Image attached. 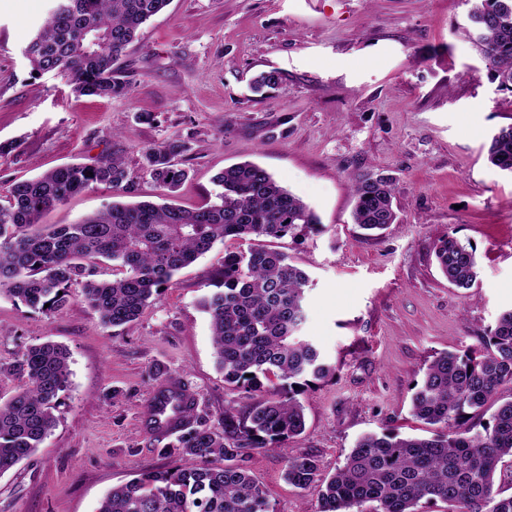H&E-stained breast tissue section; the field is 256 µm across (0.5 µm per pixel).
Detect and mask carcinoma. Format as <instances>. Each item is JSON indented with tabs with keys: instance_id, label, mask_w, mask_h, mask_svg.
I'll use <instances>...</instances> for the list:
<instances>
[{
	"instance_id": "cac0c4a2",
	"label": "carcinoma",
	"mask_w": 512,
	"mask_h": 512,
	"mask_svg": "<svg viewBox=\"0 0 512 512\" xmlns=\"http://www.w3.org/2000/svg\"><path fill=\"white\" fill-rule=\"evenodd\" d=\"M468 37L488 78L512 94V0H467ZM169 0H57L56 10L25 49L31 73H54L73 93L112 98L128 93L116 76L121 57L141 26ZM280 73L251 80L256 93L278 85ZM179 140L147 147L143 175L166 194L188 178L176 157ZM487 160L512 174V124L492 135ZM218 201L199 208L139 201L114 202L75 224L40 227L43 214L92 185L136 191L133 173L119 156L87 166L66 164L13 183L0 203V295L32 310L61 312L72 303L68 288L101 258L112 261V279L86 283L84 301L106 327L129 324L174 273L226 240L295 237L317 224L309 206L249 161L215 176ZM353 223L368 231L396 221L393 178L362 173L352 179ZM439 270L467 290L477 278L476 247L454 237L435 246ZM224 289L203 301L224 381L252 396L243 414L227 407L211 426L197 404L171 396L183 429L163 454L179 464L148 471L112 487L97 512H271L266 491L244 465L248 451L282 448L305 429L299 400L316 381L335 375L321 350L301 335L308 275L287 254L254 243L224 251ZM70 352L46 341L0 361V379L21 382L0 397V476L31 458L56 426L55 411L69 388ZM278 380L268 393L262 380ZM512 309L503 311L479 346L441 352L415 386L412 413L434 428L429 437H402L386 429L361 437L336 472L326 477L313 455L287 457L285 478L297 489H317L319 512H417L420 501L448 512H512V495L496 487L498 466L512 458ZM497 404L488 422L467 424ZM224 464H218V461Z\"/></svg>"
}]
</instances>
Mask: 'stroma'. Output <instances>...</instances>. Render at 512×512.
I'll return each instance as SVG.
<instances>
[{
  "instance_id": "1",
  "label": "stroma",
  "mask_w": 512,
  "mask_h": 512,
  "mask_svg": "<svg viewBox=\"0 0 512 512\" xmlns=\"http://www.w3.org/2000/svg\"><path fill=\"white\" fill-rule=\"evenodd\" d=\"M54 0H0V196L16 181L65 164L121 155L138 171L143 148L185 142L189 177L174 202H216L215 175L252 161L305 201L319 222L267 240L311 279L302 333L335 365L307 388L304 432L284 448L250 450L246 466L273 512H317V493L284 477L289 456L314 455L325 473L356 439L391 429L423 436L414 386L433 356L464 352L512 308V175L486 143L512 124L468 40V0H170L119 63L127 95L73 94L60 76L32 78L23 51ZM279 71L267 97L251 79ZM394 179L398 220L365 237L352 222V175ZM92 187L54 207L72 224L110 205ZM476 246L473 288L452 287L434 246ZM224 243L181 269L138 320L102 326L69 288L64 312L0 295V359L52 340L70 353V382L50 436L0 476V512H95L112 486L166 468L142 423L156 375L188 381L210 422L244 409L242 389L216 366L202 300L223 287Z\"/></svg>"
}]
</instances>
